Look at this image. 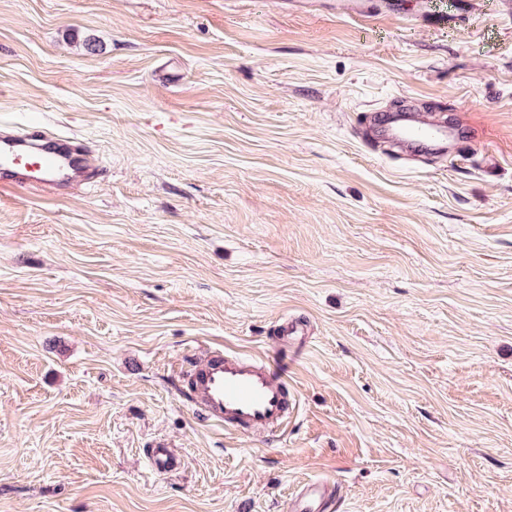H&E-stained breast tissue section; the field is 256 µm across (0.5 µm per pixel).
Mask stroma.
Returning a JSON list of instances; mask_svg holds the SVG:
<instances>
[{
  "label": "stroma",
  "mask_w": 512,
  "mask_h": 512,
  "mask_svg": "<svg viewBox=\"0 0 512 512\" xmlns=\"http://www.w3.org/2000/svg\"><path fill=\"white\" fill-rule=\"evenodd\" d=\"M367 8L0 0V127L97 170L0 189V512H512V15ZM408 96L446 155L369 136ZM285 318L287 430L204 421L180 370ZM150 465L158 472L169 473L177 470L180 460L172 448H150ZM336 503V488L329 482L313 481L300 487L288 501L290 512H330Z\"/></svg>",
  "instance_id": "stroma-1"
}]
</instances>
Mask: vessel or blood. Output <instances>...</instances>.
I'll return each mask as SVG.
<instances>
[{"mask_svg":"<svg viewBox=\"0 0 512 512\" xmlns=\"http://www.w3.org/2000/svg\"><path fill=\"white\" fill-rule=\"evenodd\" d=\"M382 138L397 143H441L455 133L443 125L413 118L381 121ZM91 172L90 150L81 140L47 132L41 127L17 134L0 131V186L67 187L86 180ZM188 395L194 409L212 423L261 436L286 426L293 408L288 387L287 359L256 357L240 351L214 349L187 373ZM158 472L177 470L173 449L153 448L148 456ZM336 488L313 481L300 487L288 502L289 512H332Z\"/></svg>","mask_w":512,"mask_h":512,"instance_id":"vessel-or-blood-1","label":"vessel or blood"}]
</instances>
